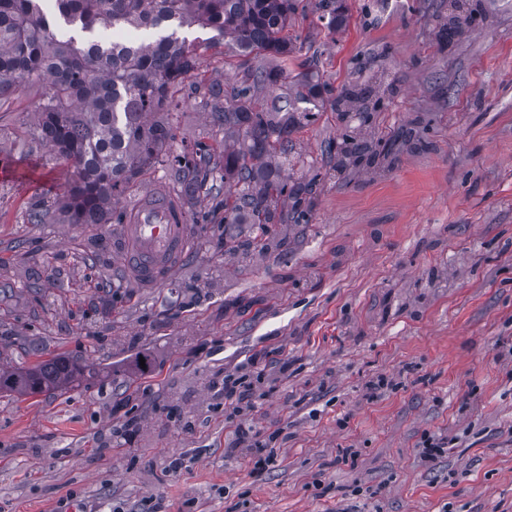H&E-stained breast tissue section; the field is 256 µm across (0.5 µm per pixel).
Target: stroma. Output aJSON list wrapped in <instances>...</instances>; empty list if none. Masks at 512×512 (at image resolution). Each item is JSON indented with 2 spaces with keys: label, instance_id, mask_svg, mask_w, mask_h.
Wrapping results in <instances>:
<instances>
[{
  "label": "stroma",
  "instance_id": "1",
  "mask_svg": "<svg viewBox=\"0 0 512 512\" xmlns=\"http://www.w3.org/2000/svg\"><path fill=\"white\" fill-rule=\"evenodd\" d=\"M443 5L347 0L333 33L317 5L296 14L291 77L337 90L383 72L393 92L367 125L326 93L298 103L281 173L317 193L308 223L271 225L287 252L226 253L225 231L251 227L198 223L224 206L208 196L186 205L187 251L153 288L123 271L120 225L30 223L74 168L30 137V91L0 105V368L38 348L103 369L0 394V512H512V0H475L477 26L445 44ZM239 63L216 42L197 81H232ZM200 90L169 119L178 140L217 147ZM418 123L423 146L386 170L352 178L324 153L346 128ZM228 374L255 389L239 419L212 387ZM240 423L270 438L274 467L254 473ZM427 436L446 453L422 460Z\"/></svg>",
  "mask_w": 512,
  "mask_h": 512
}]
</instances>
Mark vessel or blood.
Here are the masks:
<instances>
[{
  "mask_svg": "<svg viewBox=\"0 0 512 512\" xmlns=\"http://www.w3.org/2000/svg\"><path fill=\"white\" fill-rule=\"evenodd\" d=\"M121 256L128 275L152 287L164 279L186 251V217L169 187L157 185L129 213L122 226Z\"/></svg>",
  "mask_w": 512,
  "mask_h": 512,
  "instance_id": "vessel-or-blood-1",
  "label": "vessel or blood"
}]
</instances>
